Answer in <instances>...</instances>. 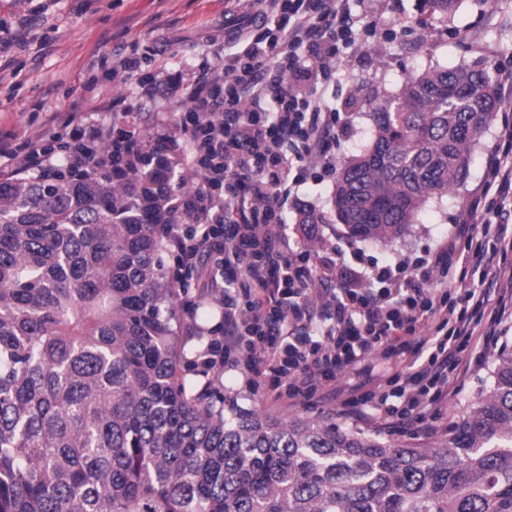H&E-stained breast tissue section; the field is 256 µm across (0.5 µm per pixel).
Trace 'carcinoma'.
<instances>
[{"instance_id": "cac0c4a2", "label": "carcinoma", "mask_w": 512, "mask_h": 512, "mask_svg": "<svg viewBox=\"0 0 512 512\" xmlns=\"http://www.w3.org/2000/svg\"><path fill=\"white\" fill-rule=\"evenodd\" d=\"M460 0H421L446 15ZM489 71L408 76L369 100L333 216L385 241L464 181L500 108ZM174 155L113 174L0 180V512H512V347L429 446L240 406L183 375L166 274Z\"/></svg>"}]
</instances>
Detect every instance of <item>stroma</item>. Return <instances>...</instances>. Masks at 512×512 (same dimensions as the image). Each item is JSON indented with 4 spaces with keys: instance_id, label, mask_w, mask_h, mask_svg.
Segmentation results:
<instances>
[{
    "instance_id": "obj_1",
    "label": "stroma",
    "mask_w": 512,
    "mask_h": 512,
    "mask_svg": "<svg viewBox=\"0 0 512 512\" xmlns=\"http://www.w3.org/2000/svg\"><path fill=\"white\" fill-rule=\"evenodd\" d=\"M360 38L344 48L331 78L330 105L346 126L333 153L346 157L371 137L373 122L366 98L396 92L410 74L430 68L469 66L482 62L489 72L512 67V0H461L456 11L419 25L420 0H351ZM253 7L244 0H0V138L38 131L49 113L98 107L124 126V113L137 115L138 131L157 132L161 117H175L186 108L176 86L212 68L234 27L253 22ZM234 18V27L224 24ZM135 56L151 84L123 73L121 62ZM502 135L492 120L470 149L466 179L448 195L428 202L415 224L386 243L351 239L343 225H321L308 239L299 210L333 209L334 181L308 180L287 211L291 246L336 248L349 262L370 268L417 258L453 238L460 210L484 180V157ZM496 346L462 378L445 413L458 422L491 385ZM193 386H210L235 396L239 405L288 420H310L354 427L353 419L334 407L313 404L299 410L274 405L256 394L247 376L228 366L223 377L207 381L185 371Z\"/></svg>"
}]
</instances>
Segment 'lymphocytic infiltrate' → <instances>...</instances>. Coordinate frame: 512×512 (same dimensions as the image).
I'll return each mask as SVG.
<instances>
[{
    "label": "lymphocytic infiltrate",
    "instance_id": "lymphocytic-infiltrate-1",
    "mask_svg": "<svg viewBox=\"0 0 512 512\" xmlns=\"http://www.w3.org/2000/svg\"><path fill=\"white\" fill-rule=\"evenodd\" d=\"M263 30L244 36L221 67L180 90L188 108L159 138L180 142L198 177L177 196L167 248L184 331L201 300L223 310L196 370L243 369L254 387L287 407L336 404L356 421L437 431L457 381L478 362V343H496L512 318V96L501 140L485 159L486 180L458 216L464 246L449 243L395 266L356 269L329 254L314 266L293 251L283 213L314 168L331 174L339 113L328 100L339 46L355 40L349 0H260ZM80 133L63 141L61 129ZM116 134L108 112L52 115L0 158L41 174L89 171Z\"/></svg>",
    "mask_w": 512,
    "mask_h": 512
}]
</instances>
